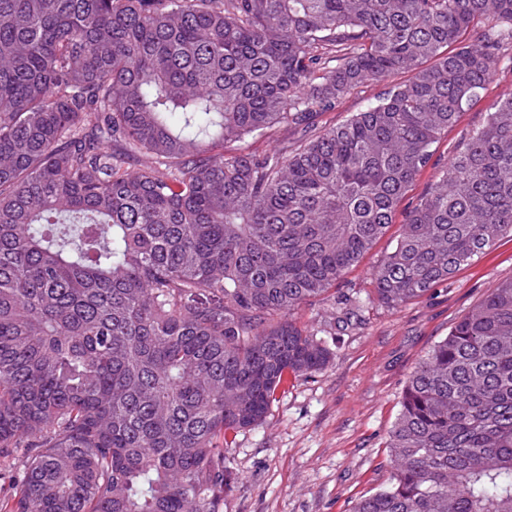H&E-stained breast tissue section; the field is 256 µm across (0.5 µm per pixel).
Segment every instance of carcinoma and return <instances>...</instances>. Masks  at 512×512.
I'll list each match as a JSON object with an SVG mask.
<instances>
[{
	"label": "carcinoma",
	"instance_id": "carcinoma-1",
	"mask_svg": "<svg viewBox=\"0 0 512 512\" xmlns=\"http://www.w3.org/2000/svg\"><path fill=\"white\" fill-rule=\"evenodd\" d=\"M506 56L512 0H0V512H224L235 436L330 361L294 311L390 231ZM282 124L288 151L212 153ZM505 236L512 97L373 298L416 300ZM388 448L353 512H512V279L414 367ZM400 77L390 79L389 82L368 83L353 91L342 99L336 110L327 112L317 117L319 126H328L334 123L339 124L354 112H361L369 105L375 104L378 97L387 90L391 84L397 82ZM392 81V83H391Z\"/></svg>",
	"mask_w": 512,
	"mask_h": 512
}]
</instances>
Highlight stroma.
<instances>
[{
  "label": "stroma",
  "instance_id": "obj_1",
  "mask_svg": "<svg viewBox=\"0 0 512 512\" xmlns=\"http://www.w3.org/2000/svg\"><path fill=\"white\" fill-rule=\"evenodd\" d=\"M387 83H368L317 118L338 124L375 104ZM512 62L502 61L479 98L449 128L402 205H415L452 153L463 148L502 98ZM386 235L325 299L302 305L296 322L327 343L332 358L293 377L264 423L240 432L227 456L239 479L224 512H351L390 471L389 433L416 363L502 281L512 278V240L502 239L428 295L397 308L372 298L371 272L390 249Z\"/></svg>",
  "mask_w": 512,
  "mask_h": 512
}]
</instances>
